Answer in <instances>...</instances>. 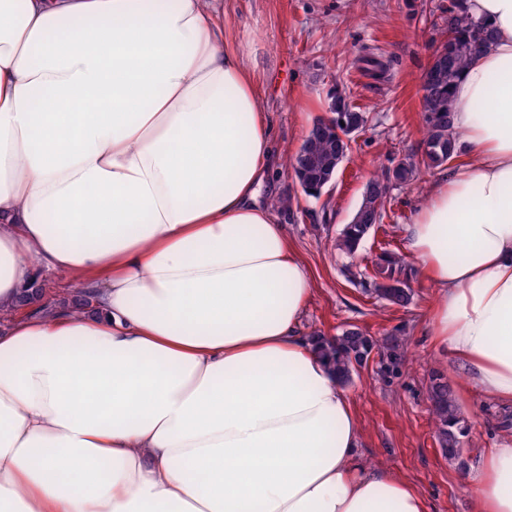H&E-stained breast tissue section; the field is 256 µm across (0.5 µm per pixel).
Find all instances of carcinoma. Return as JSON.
I'll return each mask as SVG.
<instances>
[{
	"label": "carcinoma",
	"instance_id": "carcinoma-1",
	"mask_svg": "<svg viewBox=\"0 0 512 512\" xmlns=\"http://www.w3.org/2000/svg\"><path fill=\"white\" fill-rule=\"evenodd\" d=\"M440 29L445 39L434 51L426 74L431 87L422 97L425 138L422 148L405 158L393 169L373 176L366 184L361 204L350 223L344 225L339 236V249L349 255L357 252L376 224L382 223L385 205L392 187L412 183L421 169L440 167L460 155V141L453 130V105L450 89L466 64L481 55L486 47L488 34L484 26L473 21L464 10L463 0H448L441 8ZM331 112L336 127L343 133L352 126L361 127L366 119L363 113L351 110L341 96L332 98ZM349 151L346 144L333 131L309 136L301 150L287 158L302 192L318 198L330 186L339 166ZM404 258L387 253L380 258L373 283L375 293L392 305L406 307L412 298ZM47 293L44 284L23 289L18 304L41 302L38 311L50 313L55 302L43 299ZM375 348L372 337L352 326L335 337L320 341L322 355L328 357L343 381H348L356 367L368 360ZM434 419L435 435L440 448L450 459L461 456L462 438L466 426L456 403L452 382L444 374L434 371L428 388Z\"/></svg>",
	"mask_w": 512,
	"mask_h": 512
}]
</instances>
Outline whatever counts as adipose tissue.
<instances>
[{
	"label": "adipose tissue",
	"mask_w": 512,
	"mask_h": 512,
	"mask_svg": "<svg viewBox=\"0 0 512 512\" xmlns=\"http://www.w3.org/2000/svg\"><path fill=\"white\" fill-rule=\"evenodd\" d=\"M465 6L467 159L404 233L438 345L512 406V0ZM270 126L218 0H0V512H427L298 333ZM50 273L95 307L20 313ZM474 493L512 512V435Z\"/></svg>",
	"instance_id": "ef3b65f1"
}]
</instances>
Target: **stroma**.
<instances>
[{
    "label": "stroma",
    "mask_w": 512,
    "mask_h": 512,
    "mask_svg": "<svg viewBox=\"0 0 512 512\" xmlns=\"http://www.w3.org/2000/svg\"><path fill=\"white\" fill-rule=\"evenodd\" d=\"M448 0H221L229 40L251 60L279 161L259 200L271 206L303 260L313 293L303 333L333 337L354 325L377 342L357 368L347 393L360 428L358 461L405 480L428 502V512H477L468 482L502 434L512 429V406L462 387L463 372L441 350L429 321L438 290L413 267V300L394 306L367 290L383 251L406 254L412 223L443 169L391 191L381 229L356 257L336 240L358 209L372 174L415 151L422 139V78L440 40L434 23ZM367 117L320 197L306 196L284 160L313 123L327 115L331 96ZM291 196L290 207L279 200ZM439 368L456 385L468 425L461 460L448 459L434 433L428 372Z\"/></svg>",
    "instance_id": "1"
}]
</instances>
